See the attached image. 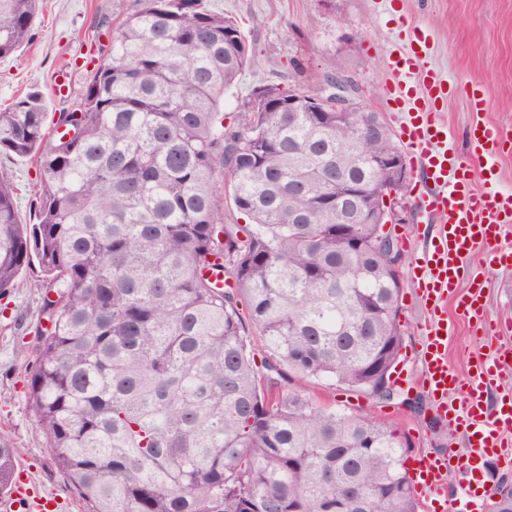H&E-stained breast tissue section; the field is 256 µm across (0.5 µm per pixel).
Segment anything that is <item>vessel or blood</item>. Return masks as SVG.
I'll return each instance as SVG.
<instances>
[{
	"instance_id": "1",
	"label": "vessel or blood",
	"mask_w": 512,
	"mask_h": 512,
	"mask_svg": "<svg viewBox=\"0 0 512 512\" xmlns=\"http://www.w3.org/2000/svg\"><path fill=\"white\" fill-rule=\"evenodd\" d=\"M428 37L418 32L392 58L390 93L401 114L398 136L409 162L419 172V203L431 222L426 250L415 259L412 282L428 318L420 325V381L435 414L463 431L468 449L462 456L437 455L418 463L414 489L426 499L449 503L450 512H487V485L494 467L512 459V394L489 403L488 391L512 374V351L492 342L501 328L483 302V284L469 279L464 259L480 252L491 264H512V243L502 229L512 223V192L501 190L492 161L503 138L500 126L474 122L467 149L448 145L441 101L446 84L425 67ZM482 159L472 171L474 159ZM461 317L487 338L484 352L470 358L467 379L448 365L449 298Z\"/></svg>"
}]
</instances>
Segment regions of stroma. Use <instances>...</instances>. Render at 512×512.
<instances>
[{"label": "stroma", "instance_id": "stroma-1", "mask_svg": "<svg viewBox=\"0 0 512 512\" xmlns=\"http://www.w3.org/2000/svg\"><path fill=\"white\" fill-rule=\"evenodd\" d=\"M210 11L236 18L253 53V64L239 85L227 93L224 109L237 111L244 98L266 84L288 85L302 80L319 91L327 75L346 80L370 110L393 123L388 98V62L411 29L429 36L427 63L450 84L443 106L448 143L461 147L476 119L512 129V0H206ZM135 0L117 7L115 0H39L30 36L17 51L0 58V109L27 94L42 97L47 114L74 109L90 68L88 59L104 57L112 43V24L120 9H134ZM478 84L485 99L483 112H471L464 88ZM0 172L16 187L17 215L32 223V203L42 176L36 155L0 156ZM402 239L404 261L400 276L402 299L399 321L404 346L398 369L409 379L403 398H419L422 413L411 412L401 400L377 403L319 385L315 397L337 409L372 417L395 429L409 449L406 466L426 456L464 454L465 435L449 434L427 407L429 398L418 383L422 338L418 328L427 316L414 296L411 267L421 251L424 227L418 217L415 191L404 195ZM467 266L479 270L489 314L505 324L501 346L512 349V267L489 264L483 255L467 256ZM23 286L0 297V432L16 451V470L33 503L52 497L57 512H84V506L57 469L32 410L27 379L36 363V331L47 324L41 307L44 290L36 269L22 274ZM448 362L466 373L470 355L484 342L449 311Z\"/></svg>", "mask_w": 512, "mask_h": 512}]
</instances>
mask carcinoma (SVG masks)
I'll list each match as a JSON object with an SVG mask.
<instances>
[{
  "instance_id": "obj_1",
  "label": "carcinoma",
  "mask_w": 512,
  "mask_h": 512,
  "mask_svg": "<svg viewBox=\"0 0 512 512\" xmlns=\"http://www.w3.org/2000/svg\"><path fill=\"white\" fill-rule=\"evenodd\" d=\"M38 0H0V58ZM78 108L0 110V155L38 154L33 224L0 175V295L36 265L42 313L28 397L87 512H419L408 444L292 381L381 403L404 344L393 241L345 224L402 152L365 112H290L300 84L224 95L252 51L202 0H137ZM74 134H69V131ZM230 204L248 223H224ZM247 302V315L238 298ZM265 339L261 362L245 321ZM16 466L0 435V493ZM491 512H512V483Z\"/></svg>"
}]
</instances>
